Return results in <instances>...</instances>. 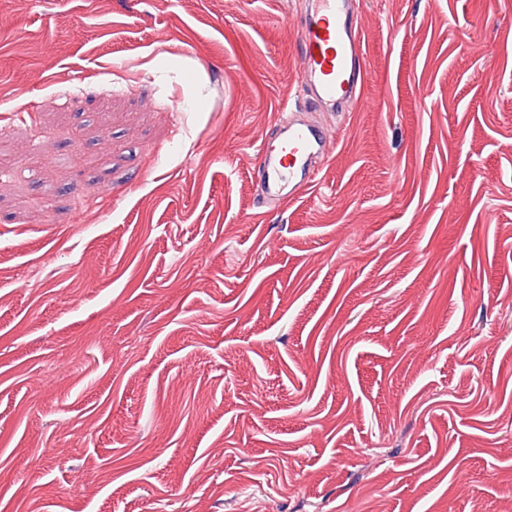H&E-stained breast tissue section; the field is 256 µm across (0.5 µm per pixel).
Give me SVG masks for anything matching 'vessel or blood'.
<instances>
[{
  "label": "vessel or blood",
  "mask_w": 512,
  "mask_h": 512,
  "mask_svg": "<svg viewBox=\"0 0 512 512\" xmlns=\"http://www.w3.org/2000/svg\"><path fill=\"white\" fill-rule=\"evenodd\" d=\"M357 0H312L301 18L298 59L304 103L281 114L273 140L262 142L256 169L261 200L270 207L309 187L333 152L334 132L317 111H349L361 101L365 58Z\"/></svg>",
  "instance_id": "b4317fda"
}]
</instances>
